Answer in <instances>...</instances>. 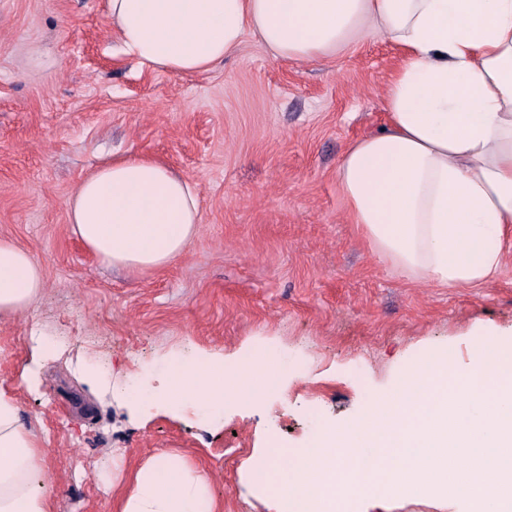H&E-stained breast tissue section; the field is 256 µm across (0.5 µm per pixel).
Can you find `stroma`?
<instances>
[{
  "instance_id": "35a3bbf8",
  "label": "stroma",
  "mask_w": 512,
  "mask_h": 512,
  "mask_svg": "<svg viewBox=\"0 0 512 512\" xmlns=\"http://www.w3.org/2000/svg\"><path fill=\"white\" fill-rule=\"evenodd\" d=\"M402 57L379 35L333 59L274 57L256 36L209 72L177 74L123 54L106 0H0V239L39 262L44 288L0 317V388L36 432L51 512H115L148 459L207 474L218 512H280L253 465L344 426L400 372L478 335L512 333V250L497 276L450 287L380 260L349 223L338 165L388 123ZM156 157L195 184L201 222L170 266L102 265L74 234L68 202L112 158ZM62 348L41 355L33 339ZM268 358L263 403L206 411L123 397L201 354L233 370ZM459 498L378 495L351 512H463Z\"/></svg>"
}]
</instances>
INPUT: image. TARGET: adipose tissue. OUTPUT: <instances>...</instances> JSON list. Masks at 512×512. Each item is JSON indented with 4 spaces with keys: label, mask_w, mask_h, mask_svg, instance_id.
I'll use <instances>...</instances> for the list:
<instances>
[{
    "label": "adipose tissue",
    "mask_w": 512,
    "mask_h": 512,
    "mask_svg": "<svg viewBox=\"0 0 512 512\" xmlns=\"http://www.w3.org/2000/svg\"><path fill=\"white\" fill-rule=\"evenodd\" d=\"M123 51L173 73L212 70L257 36L275 57L305 62L370 34L399 46L386 91L389 124L347 149L338 168L352 223L399 270L451 286L492 281L512 226V0H107ZM75 234L99 261L159 270L201 222L194 185L146 155L114 159L70 201ZM43 287L39 263L0 239V315ZM248 360L225 374L210 357L170 369L153 400L213 408L256 404L279 388ZM43 450L0 389V512H49ZM118 512H217L205 475L181 458L147 461Z\"/></svg>",
    "instance_id": "ef3b65f1"
}]
</instances>
